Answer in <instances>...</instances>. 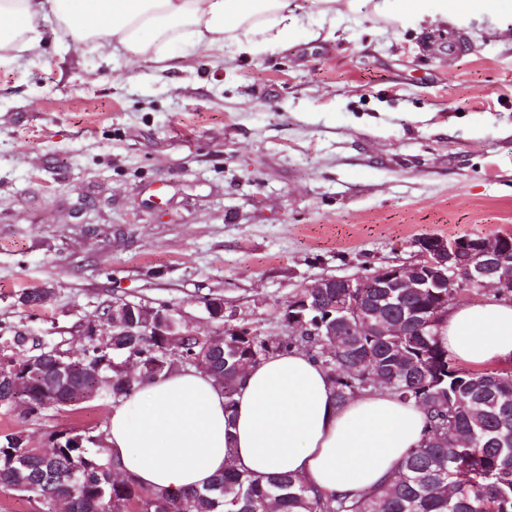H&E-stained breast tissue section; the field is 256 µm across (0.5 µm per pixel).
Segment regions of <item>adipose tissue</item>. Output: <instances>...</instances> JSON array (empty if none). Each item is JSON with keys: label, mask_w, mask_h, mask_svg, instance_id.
Segmentation results:
<instances>
[{"label": "adipose tissue", "mask_w": 512, "mask_h": 512, "mask_svg": "<svg viewBox=\"0 0 512 512\" xmlns=\"http://www.w3.org/2000/svg\"><path fill=\"white\" fill-rule=\"evenodd\" d=\"M300 22L290 0H0V65L50 36L112 58L165 59L183 33L190 54L232 42L254 55ZM438 338L464 363L512 362V300L449 308ZM425 427L421 409L383 390L337 405L323 368L295 350L249 368L230 413L203 373L151 381L113 403L105 444L122 475L174 495L203 489L232 460L257 477L295 473L351 496L393 478Z\"/></svg>", "instance_id": "ef3b65f1"}]
</instances>
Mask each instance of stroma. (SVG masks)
<instances>
[{
	"label": "stroma",
	"mask_w": 512,
	"mask_h": 512,
	"mask_svg": "<svg viewBox=\"0 0 512 512\" xmlns=\"http://www.w3.org/2000/svg\"><path fill=\"white\" fill-rule=\"evenodd\" d=\"M284 45L165 64L69 40L0 66V336L67 352L112 302L211 332L223 297L265 336L303 286L413 259L414 242L512 234V0H291ZM32 288L52 289L41 306ZM112 403L0 435L106 432Z\"/></svg>",
	"instance_id": "obj_1"
}]
</instances>
